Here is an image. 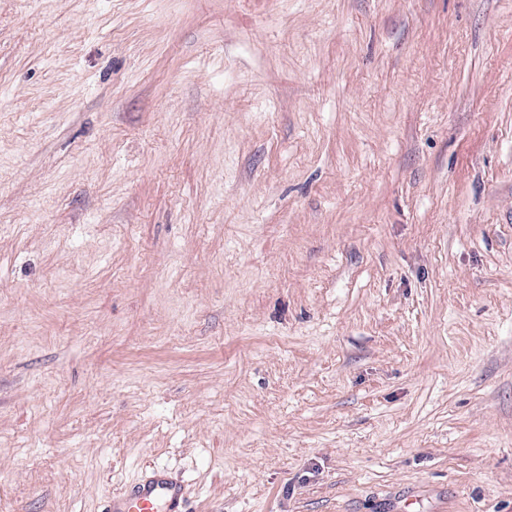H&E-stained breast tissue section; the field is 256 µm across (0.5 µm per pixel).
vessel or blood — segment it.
<instances>
[{
    "instance_id": "1",
    "label": "vessel or blood",
    "mask_w": 512,
    "mask_h": 512,
    "mask_svg": "<svg viewBox=\"0 0 512 512\" xmlns=\"http://www.w3.org/2000/svg\"><path fill=\"white\" fill-rule=\"evenodd\" d=\"M105 512H189L182 487L167 471L156 469L137 486L116 494Z\"/></svg>"
}]
</instances>
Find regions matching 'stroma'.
Returning <instances> with one entry per match:
<instances>
[{"label": "stroma", "instance_id": "1", "mask_svg": "<svg viewBox=\"0 0 512 512\" xmlns=\"http://www.w3.org/2000/svg\"><path fill=\"white\" fill-rule=\"evenodd\" d=\"M512 512V0H0V512ZM105 512H190L182 487L165 470H153L137 486L112 496Z\"/></svg>", "mask_w": 512, "mask_h": 512}]
</instances>
